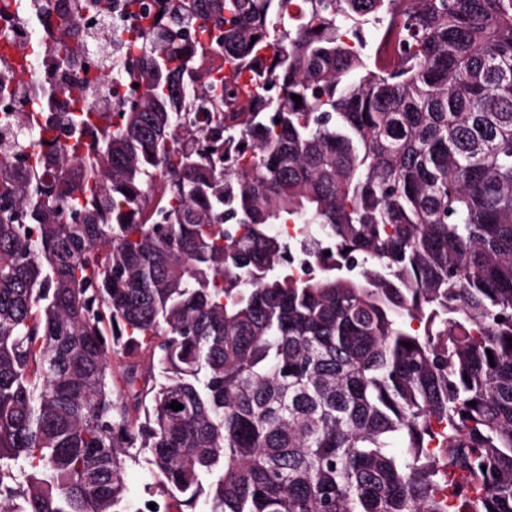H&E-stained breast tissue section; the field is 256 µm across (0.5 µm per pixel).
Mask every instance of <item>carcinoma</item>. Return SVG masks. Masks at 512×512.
<instances>
[{"label":"carcinoma","mask_w":512,"mask_h":512,"mask_svg":"<svg viewBox=\"0 0 512 512\" xmlns=\"http://www.w3.org/2000/svg\"><path fill=\"white\" fill-rule=\"evenodd\" d=\"M123 8L0 146V512H512V0Z\"/></svg>","instance_id":"obj_1"}]
</instances>
